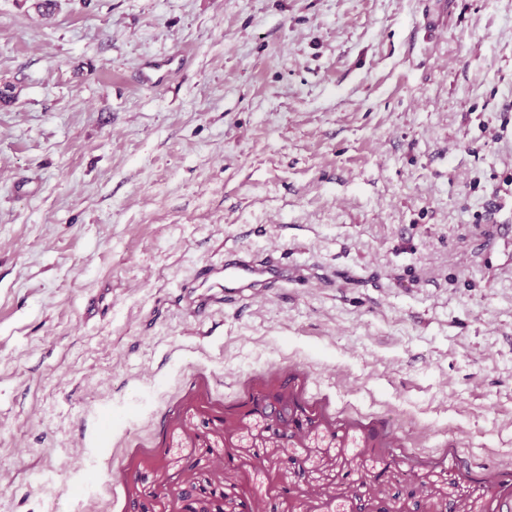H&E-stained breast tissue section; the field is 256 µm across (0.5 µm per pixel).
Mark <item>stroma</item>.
Here are the masks:
<instances>
[{"instance_id": "35a3bbf8", "label": "stroma", "mask_w": 512, "mask_h": 512, "mask_svg": "<svg viewBox=\"0 0 512 512\" xmlns=\"http://www.w3.org/2000/svg\"><path fill=\"white\" fill-rule=\"evenodd\" d=\"M31 4L0 0V512H410L397 459L512 512V0ZM230 250L315 278L205 339L175 298ZM284 392L300 446L250 410ZM179 499L182 503L181 508H183L181 512H193L195 510L196 512H201L200 509L204 504L199 503V501L203 499L207 500V512L224 511V500L221 493L217 494L216 491L209 492V495L199 497L193 494L191 490H183L179 493Z\"/></svg>"}]
</instances>
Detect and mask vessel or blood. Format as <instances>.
Listing matches in <instances>:
<instances>
[{"label": "vessel or blood", "instance_id": "1", "mask_svg": "<svg viewBox=\"0 0 512 512\" xmlns=\"http://www.w3.org/2000/svg\"><path fill=\"white\" fill-rule=\"evenodd\" d=\"M200 277L211 282L209 293H197L191 284L182 290L183 295L190 298V316L199 320L222 310L227 300H241L248 295L255 297L289 280L288 267L282 261L269 257L253 259L239 254L225 260L223 267H205Z\"/></svg>", "mask_w": 512, "mask_h": 512}]
</instances>
